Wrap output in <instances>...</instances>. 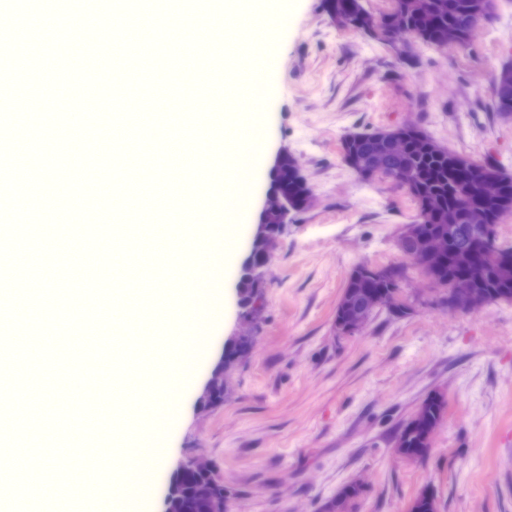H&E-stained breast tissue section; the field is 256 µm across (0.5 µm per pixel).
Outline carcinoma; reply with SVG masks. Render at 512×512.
Returning <instances> with one entry per match:
<instances>
[{
    "label": "carcinoma",
    "instance_id": "carcinoma-1",
    "mask_svg": "<svg viewBox=\"0 0 512 512\" xmlns=\"http://www.w3.org/2000/svg\"><path fill=\"white\" fill-rule=\"evenodd\" d=\"M396 12L381 14L389 26L402 25L427 46H434L440 37L454 29L466 36L472 19L480 13L482 0H394ZM322 8L330 17L343 20L346 27L362 33L371 21L363 0H322ZM512 107V65L501 67L493 81L491 108L498 112ZM375 132L347 136L341 142V157L364 182L368 168L367 156L373 149ZM288 191L294 208L306 191L302 180L295 177L294 162H288ZM387 178L398 188L411 182L408 194L417 207L414 229L428 235L448 236V251L433 260L431 274L448 284L463 277L472 280L486 303L512 300V246L499 243L484 248L475 246L477 233L464 222L463 213L471 206L483 208L498 224L512 214V176L491 162H477L452 151L440 149L437 141L424 131L410 135L401 153L385 157ZM401 271L392 266H357L351 272L336 308V319L345 316V306L355 304L364 294L390 296L401 291ZM446 403L437 394L426 397L413 417L399 430L395 444L406 457L423 459L429 454L431 430L442 423ZM434 491L425 489L410 503V512H437Z\"/></svg>",
    "mask_w": 512,
    "mask_h": 512
}]
</instances>
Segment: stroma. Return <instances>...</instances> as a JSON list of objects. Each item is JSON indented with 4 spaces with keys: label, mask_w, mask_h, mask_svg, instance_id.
<instances>
[{
    "label": "stroma",
    "mask_w": 512,
    "mask_h": 512,
    "mask_svg": "<svg viewBox=\"0 0 512 512\" xmlns=\"http://www.w3.org/2000/svg\"><path fill=\"white\" fill-rule=\"evenodd\" d=\"M276 2V90L247 221L160 235L165 249L150 270L160 289L148 306L158 316L155 341L130 384L143 402L130 404L118 389L100 405L128 424L112 439V493H137L127 465L158 403L157 353L189 335L194 273L223 232L239 240L224 273L223 322L189 382L167 396L177 422L164 432L167 455L148 512H163L162 487L198 456L223 479L233 512H319L353 482L363 491L347 512H407L426 487L438 495V512H512V301L449 311L443 292L396 246L416 218L412 199L391 183L361 181L340 155L348 134L412 122L448 149L512 174V119L490 107L493 78L512 60V0H497L472 44L439 50L409 36L402 55L339 28L321 0ZM281 152L300 164L315 205L290 215L247 315L239 307L241 266ZM364 262L403 266L402 295L413 312L396 318L377 310L361 332L343 336L336 305ZM239 341L245 353L224 370L223 403L203 405L223 346ZM438 391L448 411L429 456L400 458L398 429Z\"/></svg>",
    "instance_id": "35a3bbf8"
}]
</instances>
